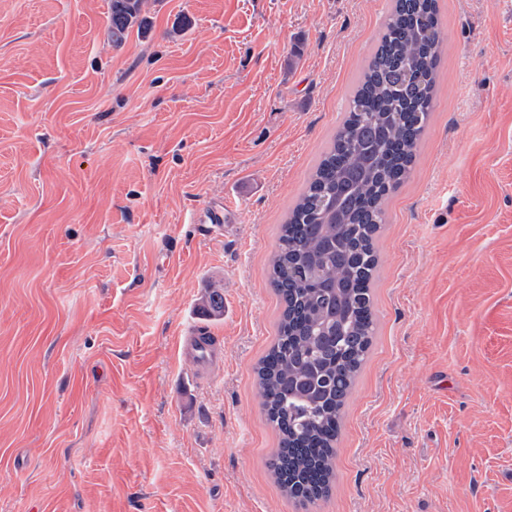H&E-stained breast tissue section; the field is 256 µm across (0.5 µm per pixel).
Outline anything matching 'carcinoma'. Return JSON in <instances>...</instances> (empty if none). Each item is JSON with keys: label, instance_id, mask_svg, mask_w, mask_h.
Masks as SVG:
<instances>
[{"label": "carcinoma", "instance_id": "obj_1", "mask_svg": "<svg viewBox=\"0 0 512 512\" xmlns=\"http://www.w3.org/2000/svg\"><path fill=\"white\" fill-rule=\"evenodd\" d=\"M144 0H112V42L151 21ZM440 53L436 0H395L330 148L281 225L271 283L282 311L256 367L257 393L279 437L270 461L289 498L330 489L342 410L375 335L371 284L387 196L408 176L433 110ZM224 317V289L203 298Z\"/></svg>", "mask_w": 512, "mask_h": 512}]
</instances>
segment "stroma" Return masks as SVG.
I'll return each instance as SVG.
<instances>
[{"label":"stroma","instance_id":"stroma-1","mask_svg":"<svg viewBox=\"0 0 512 512\" xmlns=\"http://www.w3.org/2000/svg\"><path fill=\"white\" fill-rule=\"evenodd\" d=\"M329 495L286 498L254 367L280 224L392 0H0V512H512V0H438ZM223 205V230L192 212ZM206 374L179 340L201 300ZM144 0H112L111 34L113 43H121L134 26L143 34L151 29V21L143 14Z\"/></svg>","mask_w":512,"mask_h":512}]
</instances>
